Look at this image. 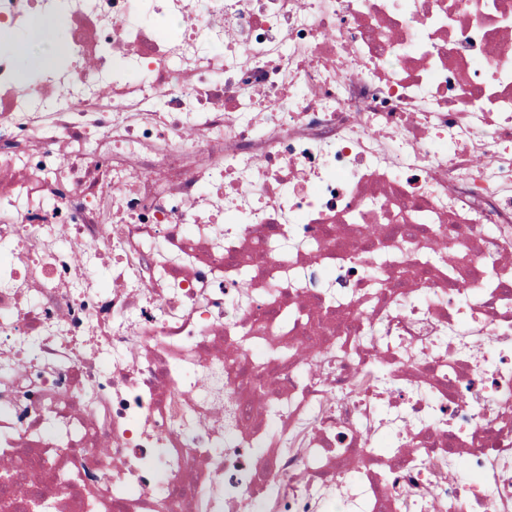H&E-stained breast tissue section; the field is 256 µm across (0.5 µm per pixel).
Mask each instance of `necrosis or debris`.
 <instances>
[{
	"label": "necrosis or debris",
	"mask_w": 512,
	"mask_h": 512,
	"mask_svg": "<svg viewBox=\"0 0 512 512\" xmlns=\"http://www.w3.org/2000/svg\"><path fill=\"white\" fill-rule=\"evenodd\" d=\"M258 503L512 512V0H0V512Z\"/></svg>",
	"instance_id": "obj_1"
}]
</instances>
